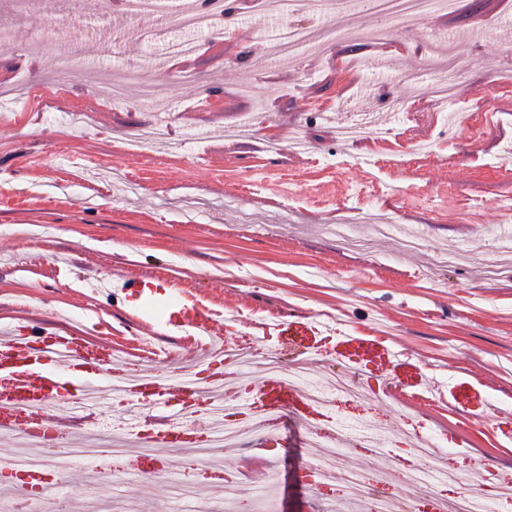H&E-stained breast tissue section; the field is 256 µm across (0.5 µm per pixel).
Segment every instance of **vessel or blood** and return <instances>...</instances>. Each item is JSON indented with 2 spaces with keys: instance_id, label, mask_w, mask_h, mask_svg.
<instances>
[{
  "instance_id": "1",
  "label": "vessel or blood",
  "mask_w": 512,
  "mask_h": 512,
  "mask_svg": "<svg viewBox=\"0 0 512 512\" xmlns=\"http://www.w3.org/2000/svg\"><path fill=\"white\" fill-rule=\"evenodd\" d=\"M123 288L153 305L150 276L128 272ZM165 312L181 318L194 335L220 339L200 359L167 377L150 366L130 368L109 341L20 319L0 335V404L37 410L34 436L39 440L61 433L57 412L63 407L84 423L69 434L78 443L95 436L90 418L113 409L128 414L134 438H141L142 422H149L154 443L162 450L154 458L157 477L173 473L169 451L193 452L202 438L223 432L225 423L262 425L271 412L286 407L315 424L316 407L299 383L272 372L258 381L244 379V359L225 361L224 344L237 336L223 312L186 288L170 289ZM261 340L289 355L327 352L343 376L363 384L379 380L386 391L413 395L429 389L432 380L420 356L396 349L385 337L336 331L307 314L264 327ZM447 391L449 403L468 414L479 415L490 407L486 385L475 379L453 378ZM198 397L203 400L202 421L185 425L183 418Z\"/></svg>"
}]
</instances>
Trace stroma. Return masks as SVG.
I'll return each mask as SVG.
<instances>
[{"label":"stroma","instance_id":"1","mask_svg":"<svg viewBox=\"0 0 512 512\" xmlns=\"http://www.w3.org/2000/svg\"><path fill=\"white\" fill-rule=\"evenodd\" d=\"M142 33L125 0H0V91L32 88L24 103L0 107V328L23 314L65 330L111 338L129 354L127 320L142 309L120 286L99 302L84 296L123 270L156 273L224 306L239 327L260 315H319L336 330L381 331L423 358L440 384L472 376L490 387L494 410L512 414V0H456L420 18L332 10L263 11L261 0H231L223 34L189 31L176 15ZM281 28L325 32L321 45L272 62L264 40ZM198 49L175 58L173 44ZM84 78L63 81L55 54L78 52ZM169 87L142 101L136 90L112 104L101 90L127 70ZM452 74L453 109L428 102L433 76ZM407 111H395L396 101ZM80 111L82 125L64 126ZM370 120L390 128L386 147L341 139L337 126ZM307 143L295 150L296 141ZM368 251L344 250L327 231L342 206ZM261 214L241 224L240 213ZM393 224L391 235L376 225ZM423 240L412 251L404 235ZM454 263L433 273L438 251ZM63 267L48 278L52 261ZM499 268L497 277L484 274ZM352 434L363 425L399 439L432 435L448 454L437 483L448 500L459 486L512 482V446L492 418L447 398L398 405L362 390L341 408ZM292 419L269 447L251 434L222 455L243 470L221 512L265 489L272 512H368L342 498L339 480L307 494L311 449ZM465 435L456 446L457 435ZM79 501L94 512H198L211 494L175 498L171 483L118 474ZM338 471L360 472L391 496L406 492L388 455L342 449Z\"/></svg>","mask_w":512,"mask_h":512}]
</instances>
